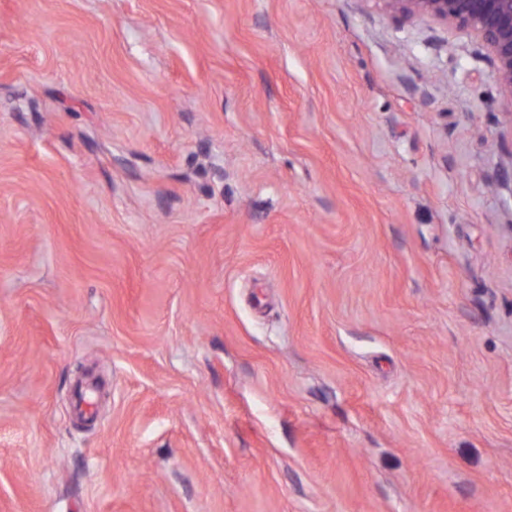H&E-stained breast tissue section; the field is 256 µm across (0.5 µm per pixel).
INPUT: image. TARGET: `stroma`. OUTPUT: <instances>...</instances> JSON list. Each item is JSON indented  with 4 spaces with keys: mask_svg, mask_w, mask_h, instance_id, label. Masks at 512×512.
I'll use <instances>...</instances> for the list:
<instances>
[{
    "mask_svg": "<svg viewBox=\"0 0 512 512\" xmlns=\"http://www.w3.org/2000/svg\"><path fill=\"white\" fill-rule=\"evenodd\" d=\"M503 104L369 0H0V512H512Z\"/></svg>",
    "mask_w": 512,
    "mask_h": 512,
    "instance_id": "stroma-1",
    "label": "stroma"
}]
</instances>
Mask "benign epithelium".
<instances>
[{
  "label": "benign epithelium",
  "instance_id": "7a95c632",
  "mask_svg": "<svg viewBox=\"0 0 512 512\" xmlns=\"http://www.w3.org/2000/svg\"><path fill=\"white\" fill-rule=\"evenodd\" d=\"M402 17L429 18L466 32L485 51L512 120V0H370Z\"/></svg>",
  "mask_w": 512,
  "mask_h": 512
}]
</instances>
